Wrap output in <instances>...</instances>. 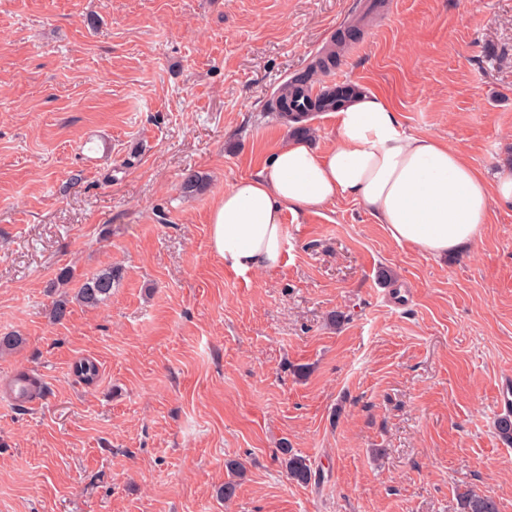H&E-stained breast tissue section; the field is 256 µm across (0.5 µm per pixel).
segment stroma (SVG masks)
Wrapping results in <instances>:
<instances>
[{
  "label": "stroma",
  "mask_w": 512,
  "mask_h": 512,
  "mask_svg": "<svg viewBox=\"0 0 512 512\" xmlns=\"http://www.w3.org/2000/svg\"><path fill=\"white\" fill-rule=\"evenodd\" d=\"M369 2L0 0V334L24 338L0 355V512H460L468 489L512 512V206L445 258L349 199L285 211L275 269L210 248L225 186L289 139L280 90L340 37L317 85L512 167V0ZM111 266L105 304L75 301ZM281 450L283 455L288 456L284 461L289 478L297 484H308L312 480L313 471L307 460L302 456L291 454L288 446Z\"/></svg>",
  "instance_id": "1"
}]
</instances>
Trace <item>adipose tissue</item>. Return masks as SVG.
Instances as JSON below:
<instances>
[{
  "mask_svg": "<svg viewBox=\"0 0 512 512\" xmlns=\"http://www.w3.org/2000/svg\"><path fill=\"white\" fill-rule=\"evenodd\" d=\"M346 198L397 242L443 256L479 238L492 202L512 205V171L488 181L436 139L402 132L393 107L364 93L337 111L334 148L290 140L256 175L225 187L210 212L211 248L237 271L275 268L284 211Z\"/></svg>",
  "mask_w": 512,
  "mask_h": 512,
  "instance_id": "obj_1",
  "label": "adipose tissue"
}]
</instances>
